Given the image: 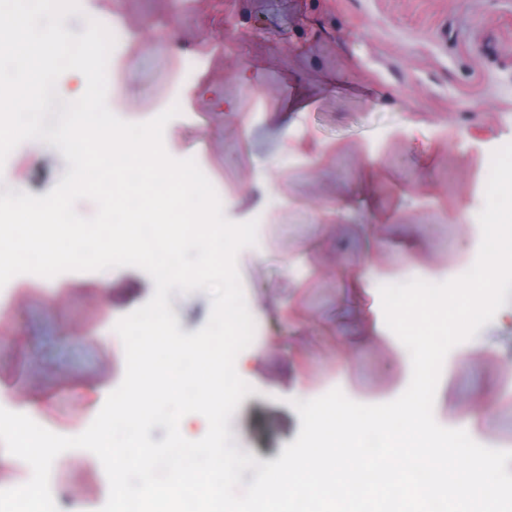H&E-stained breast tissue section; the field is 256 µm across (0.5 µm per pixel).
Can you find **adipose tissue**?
Segmentation results:
<instances>
[{
	"instance_id": "1",
	"label": "adipose tissue",
	"mask_w": 512,
	"mask_h": 512,
	"mask_svg": "<svg viewBox=\"0 0 512 512\" xmlns=\"http://www.w3.org/2000/svg\"><path fill=\"white\" fill-rule=\"evenodd\" d=\"M9 5L13 24L0 30V116L5 131L20 132L37 147L64 159L67 168L43 197L19 190L0 172V276L17 267L3 242L19 227L32 226L44 243H51V219L67 214L80 234L81 260L106 256L111 265L138 262L152 243L144 233H131L128 222L136 210L122 212L123 228L110 239L89 231L76 210L87 194L86 159L96 145H104L112 170H149L160 183H177L194 224L177 227L169 235L172 250L188 255L179 279L170 267L152 263L158 302L127 325L128 335L140 341L142 379L123 391L109 380L79 384L92 425L70 434L37 433L21 418L0 420V440L14 443L30 463L32 479L16 492L13 512H44L40 477L53 470L70 448H92L119 462L113 474L109 512H366L367 501L379 494L391 512H512V471L504 472L497 457L472 454L470 435L482 413L473 406L450 430L435 421L434 406L442 395L449 362L416 344L415 317L400 299H389L384 320L368 325L369 340H401V351L413 372L385 405L380 418L361 412L342 395H334L311 409V426L304 450L272 467L255 466L229 448L224 439L223 405L229 404L250 376L258 352L236 346L219 370L209 365L211 337L187 340L170 305L169 290L188 294L204 287L198 275L214 247L224 249V291L215 306L214 320L233 335H246L249 326L237 310L233 278V243L244 226L225 227L216 217V204L191 172L175 167L162 149L160 137L142 130L120 129L108 113L99 112L93 133H85L70 115L49 108L42 112L20 109L26 97H39L37 71L55 64L67 48L78 47L81 61L61 68L71 81L69 102L90 111L88 89L102 81L100 52L104 36L74 32L55 0H0ZM488 192L493 219L485 226L481 258L466 276L444 284L425 282L410 291L436 313L447 311L449 301L462 303L467 334L495 304L496 290L512 283V143L498 152ZM164 422L169 439L162 445L148 440L151 423ZM395 459L391 469L378 465ZM253 471L250 498L225 497L224 488L244 468Z\"/></svg>"
}]
</instances>
